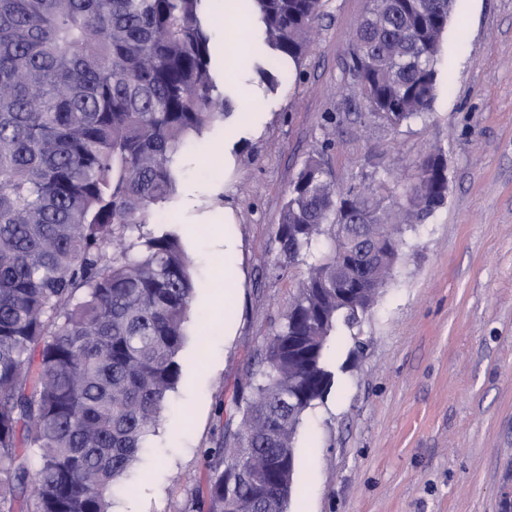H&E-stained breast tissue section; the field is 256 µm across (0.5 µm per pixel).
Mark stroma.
<instances>
[{
  "label": "stroma",
  "instance_id": "35a3bbf8",
  "mask_svg": "<svg viewBox=\"0 0 512 512\" xmlns=\"http://www.w3.org/2000/svg\"><path fill=\"white\" fill-rule=\"evenodd\" d=\"M366 0H324L307 54L273 96L260 133L231 159L223 123L184 149L181 186L235 222L232 257L213 224L173 199L164 213L192 263L193 315L181 375L112 512H186L205 497V452L238 429L227 410L307 268L276 265L291 182L323 150L334 186L385 167L402 191L414 162L445 153V205L405 236L393 276L329 358L334 384L296 439L287 512H512V0H456L423 117L373 120L349 75ZM238 286L225 300L224 270Z\"/></svg>",
  "mask_w": 512,
  "mask_h": 512
}]
</instances>
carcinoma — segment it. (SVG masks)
I'll use <instances>...</instances> for the list:
<instances>
[{"mask_svg":"<svg viewBox=\"0 0 512 512\" xmlns=\"http://www.w3.org/2000/svg\"><path fill=\"white\" fill-rule=\"evenodd\" d=\"M277 60L304 59L323 0H253ZM205 0H0V512H111L118 480L181 374L194 281L179 236L150 230L176 193L183 148L231 111L211 68ZM453 0H367L350 70L393 127L427 112ZM431 151L394 199L379 172L334 188L316 151L276 228L283 266L330 252L259 350L239 429L206 451L195 512H286L303 415L330 392V343L391 278L404 233L447 198ZM369 287L328 283L359 248ZM39 451L30 474L27 449Z\"/></svg>","mask_w":512,"mask_h":512,"instance_id":"1","label":"carcinoma"}]
</instances>
